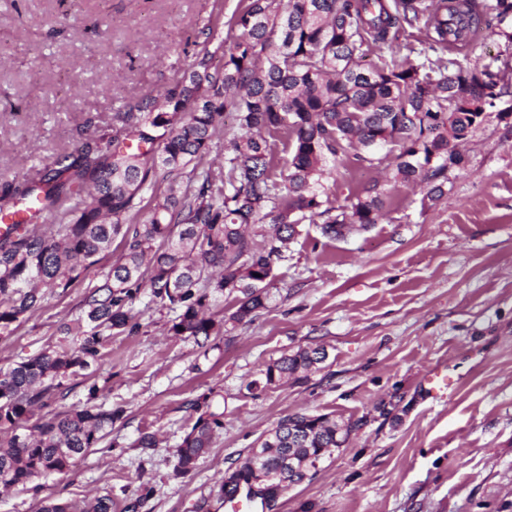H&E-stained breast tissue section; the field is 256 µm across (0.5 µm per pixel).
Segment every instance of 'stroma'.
<instances>
[{
    "label": "stroma",
    "mask_w": 512,
    "mask_h": 512,
    "mask_svg": "<svg viewBox=\"0 0 512 512\" xmlns=\"http://www.w3.org/2000/svg\"><path fill=\"white\" fill-rule=\"evenodd\" d=\"M249 0H0V183L39 177L54 156L117 113L181 81L196 54L230 45V18ZM448 192L421 210L422 190L397 187L383 217L340 239L304 224L275 268L266 310L228 327L208 353L169 333L166 312L140 295L138 333L113 337L93 368L123 417L63 474L0 490V512H38L43 499L154 494L143 512H229L217 496L284 416L325 414L347 443L287 489L268 512H512V127L490 121L465 149ZM377 169L344 161L332 201ZM121 254L112 246L67 292L0 331V369L59 338L88 288ZM324 346L303 381L251 395L247 384L283 353ZM444 364L450 398L422 379ZM207 396L224 427L189 477L175 447ZM159 444L141 449V432Z\"/></svg>",
    "instance_id": "1"
}]
</instances>
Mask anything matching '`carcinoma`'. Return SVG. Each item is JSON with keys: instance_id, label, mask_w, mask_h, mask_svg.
Here are the masks:
<instances>
[{"instance_id": "obj_1", "label": "carcinoma", "mask_w": 512, "mask_h": 512, "mask_svg": "<svg viewBox=\"0 0 512 512\" xmlns=\"http://www.w3.org/2000/svg\"><path fill=\"white\" fill-rule=\"evenodd\" d=\"M503 50L488 63L444 60L448 16L476 27L488 14ZM230 26L237 30L211 70L209 51L196 55L187 79L166 91L164 109L143 99L125 113V128L100 154L86 144L63 153L52 168L22 185L0 188V214L35 204L53 215L56 231L26 229L0 237V330L42 307L46 291L65 292L79 267L93 265L114 241L122 248L112 272L86 293L80 313L59 327L72 342L50 344L0 370V486L64 473L99 447L121 418V406L97 403L88 370L112 337L132 335L140 323L132 304L149 289L150 302L171 315L169 332L205 349L226 324L250 322L267 308L265 288L276 264L305 221H320L330 239L348 224L378 223L397 184H424L421 208L448 192L449 176L465 168L460 146L494 117L512 92L504 60L512 57V0H250ZM426 31L420 47L404 43L409 29ZM408 51L397 59L394 49ZM378 52L379 63L363 59ZM226 112L239 133L224 146V181L206 168L213 136ZM284 135L281 180L274 179L275 142ZM366 162L387 173L336 206L324 179L336 161ZM191 168L150 201L139 223L143 193L156 168ZM234 296L224 311V294ZM324 347L284 354L249 384L265 390L308 374L325 362ZM82 378L86 394L56 408ZM223 415L204 412L176 446L175 474L189 475L212 447ZM349 427L324 415L283 417L260 441L257 466L265 476L316 468L322 450L340 448ZM244 464L229 470L219 494L238 495ZM153 495L146 486L118 506L112 493L82 501L41 502L39 512H102L101 499L121 512H142Z\"/></svg>"}]
</instances>
